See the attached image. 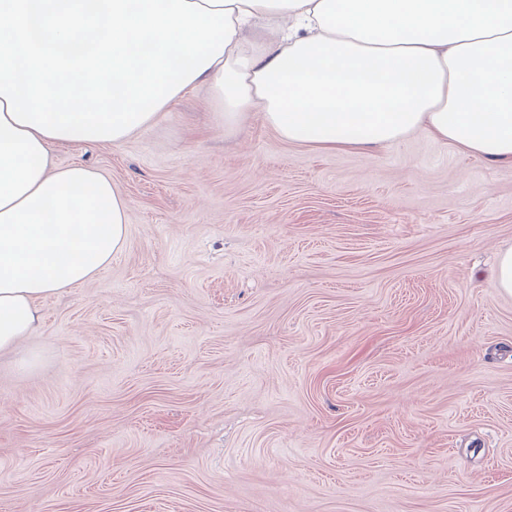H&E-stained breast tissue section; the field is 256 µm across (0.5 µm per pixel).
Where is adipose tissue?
<instances>
[{
  "instance_id": "adipose-tissue-1",
  "label": "adipose tissue",
  "mask_w": 512,
  "mask_h": 512,
  "mask_svg": "<svg viewBox=\"0 0 512 512\" xmlns=\"http://www.w3.org/2000/svg\"><path fill=\"white\" fill-rule=\"evenodd\" d=\"M202 87L228 131L512 164V0H0V354L126 242L111 180L51 146L121 144Z\"/></svg>"
}]
</instances>
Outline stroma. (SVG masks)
<instances>
[{"instance_id": "stroma-1", "label": "stroma", "mask_w": 512, "mask_h": 512, "mask_svg": "<svg viewBox=\"0 0 512 512\" xmlns=\"http://www.w3.org/2000/svg\"><path fill=\"white\" fill-rule=\"evenodd\" d=\"M51 158L129 224L0 355V512H512V165L228 133L202 89Z\"/></svg>"}]
</instances>
